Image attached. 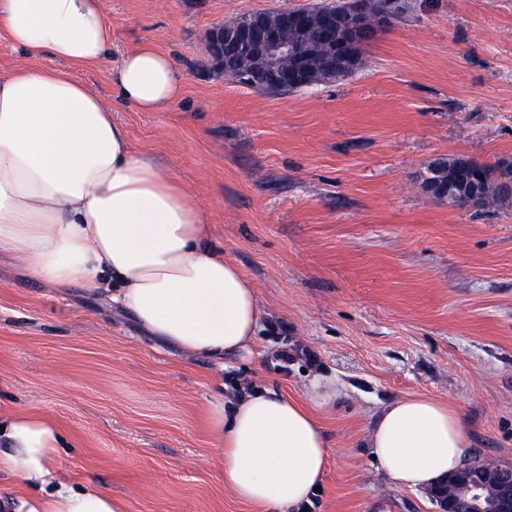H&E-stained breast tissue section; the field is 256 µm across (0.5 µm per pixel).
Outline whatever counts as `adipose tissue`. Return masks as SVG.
<instances>
[{"label": "adipose tissue", "mask_w": 512, "mask_h": 512, "mask_svg": "<svg viewBox=\"0 0 512 512\" xmlns=\"http://www.w3.org/2000/svg\"><path fill=\"white\" fill-rule=\"evenodd\" d=\"M0 39L29 61L0 74V253L35 280L97 289L112 272V301L151 335L220 358L248 350L259 321L250 280L222 250L195 188L161 157L135 150L112 104L80 77L109 66L116 101L157 112L183 93L174 58L145 41L111 64L112 23L103 0H0ZM52 66H42V59ZM338 394L314 379L308 401L254 390L232 408L214 404L211 425L224 450V486L254 512H300L326 471L329 444L315 410ZM0 473L36 494L10 512H125L89 484L73 488L53 458L50 421L0 418ZM374 459L407 489L441 483L462 463V415L421 394L383 407L367 439Z\"/></svg>", "instance_id": "ef3b65f1"}]
</instances>
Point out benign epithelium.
<instances>
[{
  "instance_id": "obj_1",
  "label": "benign epithelium",
  "mask_w": 512,
  "mask_h": 512,
  "mask_svg": "<svg viewBox=\"0 0 512 512\" xmlns=\"http://www.w3.org/2000/svg\"><path fill=\"white\" fill-rule=\"evenodd\" d=\"M348 22L344 40L334 46L343 57L349 56L350 48L366 36L387 27L392 15L384 8L371 11L368 0H341L331 2L319 13L306 8L281 12L271 20L265 12L256 11L243 16L236 24L238 44L249 50L256 48L262 53L266 64L280 70L283 84H309L311 79L306 68L310 55L308 29L321 27L336 29L339 20ZM209 51L214 70L227 78L243 75L252 83L256 74L246 69L241 62L224 56V35L220 27L212 28L209 38ZM291 61L288 69H281L282 61ZM426 192L434 198L446 200L456 207H476L484 200V186L479 173L467 177L462 185L445 183L432 173H427L424 181ZM460 492L468 499L470 512H512V469L499 468L479 472L471 478H455Z\"/></svg>"
}]
</instances>
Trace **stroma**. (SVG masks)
<instances>
[{"label":"stroma","mask_w":512,"mask_h":512,"mask_svg":"<svg viewBox=\"0 0 512 512\" xmlns=\"http://www.w3.org/2000/svg\"><path fill=\"white\" fill-rule=\"evenodd\" d=\"M320 0H105L112 57L170 53L182 98L138 112L109 70L134 148L195 187L263 314L249 351L215 359L149 336L105 294L56 288L0 255V411L61 430L55 463L126 512H252L224 487L210 409L241 384L305 400L312 376L330 450L317 512H439L396 486L366 446L378 411L409 394L461 412L470 453L512 467V201L459 209L422 188L427 165L512 157V0H405L364 65L285 95L214 73L206 31ZM315 361L281 367L283 345ZM338 395L336 382L328 378H316L312 381L310 387L309 400L316 407H321L334 399Z\"/></svg>","instance_id":"35a3bbf8"}]
</instances>
